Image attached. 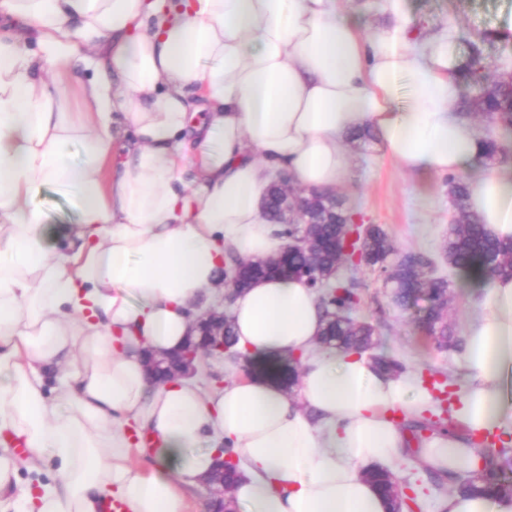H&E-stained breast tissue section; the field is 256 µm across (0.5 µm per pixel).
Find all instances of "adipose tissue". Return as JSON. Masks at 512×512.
<instances>
[{"instance_id":"adipose-tissue-1","label":"adipose tissue","mask_w":512,"mask_h":512,"mask_svg":"<svg viewBox=\"0 0 512 512\" xmlns=\"http://www.w3.org/2000/svg\"><path fill=\"white\" fill-rule=\"evenodd\" d=\"M347 2L0 0V512H187L227 438L244 512H390L369 470L481 473L488 449L453 435L409 447L391 413L430 406L414 373L317 351L301 278L258 280L230 307L253 376L157 385L143 363L183 346L198 302L223 304L225 260L282 250L263 208L275 175L338 191L361 128L403 171L471 172L470 209L512 238V167H479L484 137L456 110V21L414 30L406 0H380L372 32ZM45 184L76 190L77 223H47ZM472 283L485 298L453 417L509 435L512 279ZM292 354L299 408L271 374ZM139 436L152 468L132 459ZM436 512H512V496L453 492Z\"/></svg>"}]
</instances>
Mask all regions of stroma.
Returning <instances> with one entry per match:
<instances>
[{"instance_id": "stroma-1", "label": "stroma", "mask_w": 512, "mask_h": 512, "mask_svg": "<svg viewBox=\"0 0 512 512\" xmlns=\"http://www.w3.org/2000/svg\"><path fill=\"white\" fill-rule=\"evenodd\" d=\"M407 16L413 27L423 22L457 21L461 37L458 52L468 58L479 48L484 62L498 65L512 54V0H407ZM350 166L342 195L346 206L362 213L370 224L382 227L398 251L425 253L434 262L433 276L453 278L448 303V320L457 332H464L468 320L479 310L483 292L455 280L454 271L442 254L453 210L444 179L423 178L403 172L382 157L377 146L350 147ZM36 202L50 224L78 221L73 191L53 185L42 186ZM358 320L371 323L377 334L376 352L403 361L407 367L453 371L455 383H462L466 371L462 353L438 350L416 319L414 311L399 312L390 302L379 273L359 277Z\"/></svg>"}]
</instances>
